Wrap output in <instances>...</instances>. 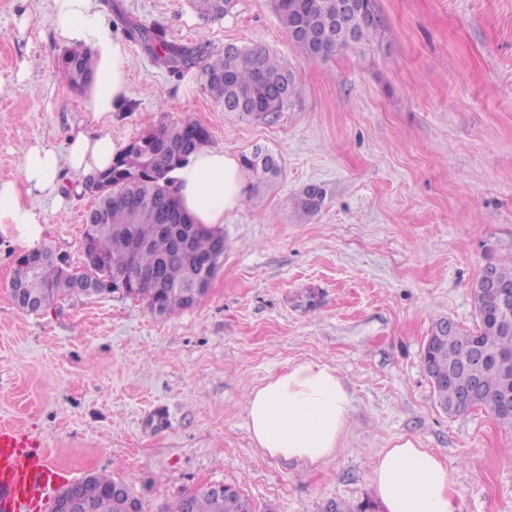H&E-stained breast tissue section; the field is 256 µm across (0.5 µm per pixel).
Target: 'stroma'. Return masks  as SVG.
Returning <instances> with one entry per match:
<instances>
[{
  "instance_id": "stroma-1",
  "label": "stroma",
  "mask_w": 512,
  "mask_h": 512,
  "mask_svg": "<svg viewBox=\"0 0 512 512\" xmlns=\"http://www.w3.org/2000/svg\"><path fill=\"white\" fill-rule=\"evenodd\" d=\"M96 4L182 44L268 48L304 91L274 118L227 112L198 71L171 77L126 39L137 105L114 115V139L189 116L210 146L269 148L283 174L225 217L223 265L171 316L120 291L22 310L9 284L23 249L0 230V426L35 435L69 482L130 484L147 512L215 484L256 512L355 503L373 497V462L402 436L454 471L460 512H512V427L478 407L446 414L422 361L436 321L475 328L474 282L512 257V0H376L382 28L317 59L294 47L272 0H233L216 21L192 0ZM51 15V0H0L2 181H20L28 144L60 148L92 125L56 67ZM82 183L64 175L65 204L38 205L42 245L75 268L94 205ZM310 185L326 195L303 216L290 200ZM310 360L337 369L354 411L341 451L304 467L256 447L245 403Z\"/></svg>"
}]
</instances>
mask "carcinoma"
<instances>
[{
    "label": "carcinoma",
    "instance_id": "obj_1",
    "mask_svg": "<svg viewBox=\"0 0 512 512\" xmlns=\"http://www.w3.org/2000/svg\"><path fill=\"white\" fill-rule=\"evenodd\" d=\"M340 0H273L281 26L294 46L308 58L327 57L359 43L377 31L382 20L375 0H363L362 10L351 18L350 30L331 26ZM232 0H194L198 14L208 20L224 18ZM150 53L154 63L170 76L179 78L196 69L204 78L209 96L226 112H245L258 118L275 117L288 110L300 97L301 87L288 64L264 47L231 45L215 50L207 43L186 46L171 41L159 25L137 26L130 30ZM70 86L82 89L89 73L90 59L83 49H66L58 58ZM210 139L209 131L190 117L160 122L129 140L113 158L112 166L100 175L110 178L108 196L96 203L104 223L86 225L89 240L86 278L98 284L97 295L112 292V278L132 271L157 272L167 287L160 289L148 279L129 280L128 296L146 302L158 315H170L191 307L188 293L196 281L207 283L220 264L205 262L213 256L224 235L193 224L182 211L168 174ZM241 164L258 190L269 187L280 177L281 165L267 149L256 146L241 155ZM325 190L306 187L294 200L295 209L310 215L321 206ZM171 198L163 214L168 232L157 230V203ZM187 243L182 253L173 249L175 238ZM42 251L16 259L10 287L21 288L37 299L44 310L69 295L62 287L64 259L56 255L41 258ZM478 327L474 331L453 328L448 340L429 352L431 370L438 380L437 401L448 414L461 415L478 404L500 423L512 426V416L499 414V401L512 394V331L496 326L494 304L497 293L491 289L473 291ZM481 350L485 364L473 362V352ZM479 383L477 402L469 399L473 383ZM114 480L92 474L67 487L90 506V512H126L125 499L112 495ZM174 512H254L251 501L235 491L222 499L205 488L184 495Z\"/></svg>",
    "mask_w": 512,
    "mask_h": 512
}]
</instances>
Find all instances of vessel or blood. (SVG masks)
I'll list each match as a JSON object with an SVG mask.
<instances>
[{
  "mask_svg": "<svg viewBox=\"0 0 512 512\" xmlns=\"http://www.w3.org/2000/svg\"><path fill=\"white\" fill-rule=\"evenodd\" d=\"M28 433L0 428V512H41L60 468Z\"/></svg>",
  "mask_w": 512,
  "mask_h": 512,
  "instance_id": "1",
  "label": "vessel or blood"
}]
</instances>
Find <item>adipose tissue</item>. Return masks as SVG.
Segmentation results:
<instances>
[{"mask_svg":"<svg viewBox=\"0 0 512 512\" xmlns=\"http://www.w3.org/2000/svg\"><path fill=\"white\" fill-rule=\"evenodd\" d=\"M55 29L66 46L82 47L92 60L84 90L94 129L71 130L64 148L35 142L23 151L20 181H0V227L37 249L45 218L34 201L63 202L61 175L107 169L121 145L110 133L112 115L131 96L129 56L94 0H53ZM181 207L195 224L211 230L223 224L248 193L238 157L204 146L171 173ZM248 429L258 448L275 459L313 466L340 450L352 413V395L337 370L306 361L287 366L246 398ZM371 481L386 512H459L453 473L413 437L382 449Z\"/></svg>","mask_w":512,"mask_h":512,"instance_id":"obj_1","label":"adipose tissue"}]
</instances>
